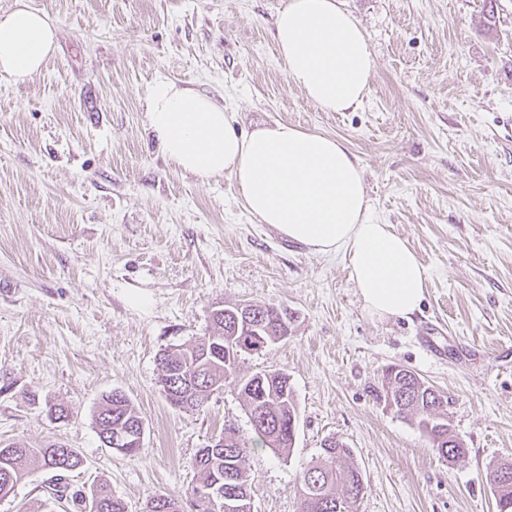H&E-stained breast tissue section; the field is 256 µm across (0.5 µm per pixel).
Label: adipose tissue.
Here are the masks:
<instances>
[{
  "instance_id": "ef3b65f1",
  "label": "adipose tissue",
  "mask_w": 512,
  "mask_h": 512,
  "mask_svg": "<svg viewBox=\"0 0 512 512\" xmlns=\"http://www.w3.org/2000/svg\"><path fill=\"white\" fill-rule=\"evenodd\" d=\"M286 73L325 112L363 104L373 68L359 20L340 0H288L274 20ZM57 29L26 0L0 15V73L24 82L55 48ZM149 127L163 155L202 182L228 174L260 223L317 254L343 253L365 310L406 318L424 298L428 272L405 238L370 217L363 170L335 136L276 122L237 131L211 98L157 79Z\"/></svg>"
}]
</instances>
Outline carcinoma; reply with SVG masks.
<instances>
[{"label": "carcinoma", "instance_id": "carcinoma-1", "mask_svg": "<svg viewBox=\"0 0 512 512\" xmlns=\"http://www.w3.org/2000/svg\"><path fill=\"white\" fill-rule=\"evenodd\" d=\"M248 320L234 307L216 306L210 315L208 333L194 343L163 351L158 358L159 383L168 403L178 410H196L208 399L213 386L235 382L238 394L249 415L253 436L246 440L229 430L224 433V447L206 445L198 450L196 467L199 482L186 498L169 494L153 496L145 512H209L207 494L224 493V502L233 506L251 498L249 474L250 446L268 448L276 455L288 456L294 447L298 405L288 376L279 371H260L252 375L238 372L240 360L259 354L277 341L288 339L294 313L286 307L253 304ZM384 399H392L395 413L413 419L428 437L432 448L448 462L466 454L463 441L448 440V398L417 377L411 370L389 368L382 380ZM93 421L101 442L112 447L117 432L129 434V440L116 449L135 457L142 449L138 430L143 423L125 394L114 390L101 397ZM55 472L51 498L67 497L65 475L84 464L83 457L62 443L46 448H28L17 442L0 443V497H6L28 475L25 464ZM493 487L499 512H512V463H504L487 475ZM365 490L360 468L353 451L334 439L321 444V453L300 472L298 493L300 512H355ZM72 500L96 505V512H127L125 502L101 483L91 490L90 498L75 492Z\"/></svg>", "mask_w": 512, "mask_h": 512}]
</instances>
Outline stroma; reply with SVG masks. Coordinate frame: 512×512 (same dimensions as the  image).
I'll list each match as a JSON object with an SVG mask.
<instances>
[{
  "instance_id": "stroma-1",
  "label": "stroma",
  "mask_w": 512,
  "mask_h": 512,
  "mask_svg": "<svg viewBox=\"0 0 512 512\" xmlns=\"http://www.w3.org/2000/svg\"><path fill=\"white\" fill-rule=\"evenodd\" d=\"M27 2L57 44L31 80L0 74V441L76 449L71 491L107 482L128 512L185 496L199 448L251 426L230 384L171 408L158 357L204 335L215 306L262 301L293 311L294 331L241 370L286 373L299 420L288 458L251 452L255 512H299L297 477L329 437L363 473L357 512H497L486 475L512 462V0L490 28L485 0H341L374 59L350 112L288 79L273 38L286 0ZM160 77L224 104L240 131L282 121L343 140L372 218L428 270L419 311L369 316L342 254L259 223L231 176L200 183L167 161L146 115ZM393 365L447 396L465 457L439 458L378 399ZM115 389L144 420L135 457L92 421ZM51 478L34 471L0 512H84L50 502Z\"/></svg>"
}]
</instances>
